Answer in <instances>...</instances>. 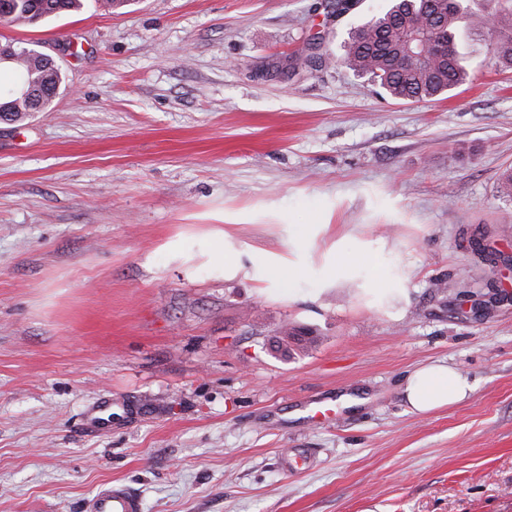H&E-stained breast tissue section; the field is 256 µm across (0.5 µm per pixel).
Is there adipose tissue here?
<instances>
[{
    "instance_id": "adipose-tissue-1",
    "label": "adipose tissue",
    "mask_w": 512,
    "mask_h": 512,
    "mask_svg": "<svg viewBox=\"0 0 512 512\" xmlns=\"http://www.w3.org/2000/svg\"><path fill=\"white\" fill-rule=\"evenodd\" d=\"M471 390L468 378L441 364H426L406 379L403 394L410 412L425 414L466 398Z\"/></svg>"
}]
</instances>
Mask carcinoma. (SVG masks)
Segmentation results:
<instances>
[{"label":"carcinoma","mask_w":512,"mask_h":512,"mask_svg":"<svg viewBox=\"0 0 512 512\" xmlns=\"http://www.w3.org/2000/svg\"><path fill=\"white\" fill-rule=\"evenodd\" d=\"M435 5V0H392L387 11L351 34L338 62L356 73L372 77L394 98L425 100L451 92L467 79L455 40L460 0H449L438 18L437 29L448 43V57L430 68L399 57L409 28L417 21L429 19ZM79 7L80 0H0V13H7L10 22L17 25H31ZM469 25L473 34L484 41L490 59L512 64L511 34L491 23L485 14H471ZM0 54L6 57L0 65L11 69L15 75L9 86L0 87V111L5 113V120L20 121L30 115L27 100L18 95V90L24 87L38 93L41 111H46L65 80L55 60L44 53L33 55L12 42L1 43ZM311 335L306 328L286 326L280 331L278 344L289 354L293 347L302 349L313 342Z\"/></svg>","instance_id":"cac0c4a2"}]
</instances>
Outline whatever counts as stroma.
<instances>
[{
    "mask_svg": "<svg viewBox=\"0 0 512 512\" xmlns=\"http://www.w3.org/2000/svg\"><path fill=\"white\" fill-rule=\"evenodd\" d=\"M388 4L0 23L66 75L0 121V512H512V68L462 25L468 80L390 97L339 62ZM437 361L472 393L409 412ZM312 332L309 329L301 328L297 326L288 327L286 325L280 331V337H278L279 347L284 349V352L291 354L294 351L293 346L303 349L306 344L313 342V338L309 337ZM90 512H142L140 498L121 483L103 486L89 503Z\"/></svg>",
    "mask_w": 512,
    "mask_h": 512,
    "instance_id": "35a3bbf8",
    "label": "stroma"
}]
</instances>
